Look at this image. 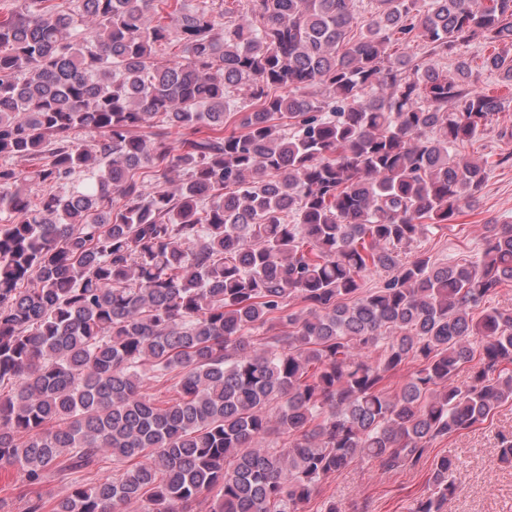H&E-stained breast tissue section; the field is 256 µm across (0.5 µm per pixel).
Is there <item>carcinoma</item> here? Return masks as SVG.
<instances>
[{
	"mask_svg": "<svg viewBox=\"0 0 512 512\" xmlns=\"http://www.w3.org/2000/svg\"><path fill=\"white\" fill-rule=\"evenodd\" d=\"M368 4L357 34L355 0L0 15V469L69 481L26 512H301L357 459L430 462L410 512L457 497L430 446L512 403V224L407 254L477 201L457 148L502 111L438 60L478 41L512 86V0Z\"/></svg>",
	"mask_w": 512,
	"mask_h": 512,
	"instance_id": "carcinoma-1",
	"label": "carcinoma"
}]
</instances>
